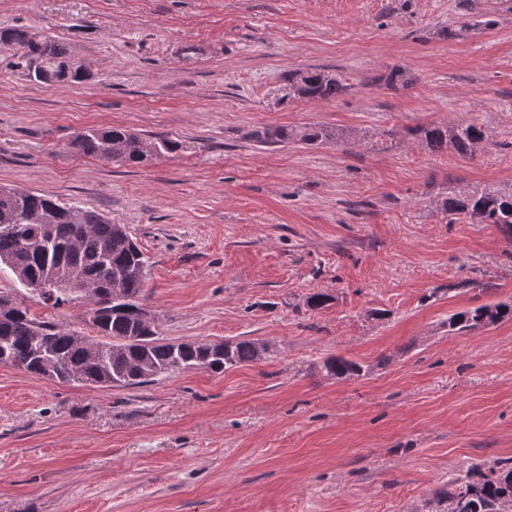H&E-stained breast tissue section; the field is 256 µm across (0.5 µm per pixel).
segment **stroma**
Listing matches in <instances>:
<instances>
[{
    "label": "stroma",
    "mask_w": 512,
    "mask_h": 512,
    "mask_svg": "<svg viewBox=\"0 0 512 512\" xmlns=\"http://www.w3.org/2000/svg\"><path fill=\"white\" fill-rule=\"evenodd\" d=\"M10 26L90 76L39 84L0 47V186L126 225L161 338L270 352L128 388L0 364V512H423L449 475L512 459V321L448 328L512 302V233L443 208L512 192V0H0ZM310 68L347 91L294 98ZM470 121L472 157L408 134ZM314 123L355 139L252 137ZM112 125L179 149L71 152ZM331 356L364 375L327 376ZM505 320H512V305L485 303L453 314L448 327L458 332H472Z\"/></svg>",
    "instance_id": "35a3bbf8"
}]
</instances>
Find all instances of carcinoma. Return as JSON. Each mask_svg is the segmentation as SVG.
<instances>
[{"label": "carcinoma", "mask_w": 512, "mask_h": 512, "mask_svg": "<svg viewBox=\"0 0 512 512\" xmlns=\"http://www.w3.org/2000/svg\"><path fill=\"white\" fill-rule=\"evenodd\" d=\"M17 50L18 64L26 76L43 84L77 83L83 72L64 44L53 36L18 26L0 30ZM293 96L312 101L333 99L347 91L344 79L320 69L299 71L288 76ZM409 133L431 150L448 148L462 156H474L486 147L488 136L482 126L469 123L418 125ZM264 144L298 139L307 145L340 141L343 135L314 124L299 131L266 127L253 132ZM69 148L101 161L112 154V162L137 165L155 156L164 158L179 148L166 137L148 142L122 126L87 128L70 142ZM445 210L465 215L480 224H502L512 229V195L494 191L451 197ZM101 213L67 204L46 192L0 186V266L21 268V285L46 308L57 309L70 302L64 290L42 294L33 284L43 280L55 267L71 273L91 289L94 301L119 278L122 300L106 308L94 324L97 337L82 336L75 330L30 312L14 299V312L0 318V357L20 361L22 368L39 375L43 354L59 366L55 379L103 388L137 387L175 372L206 370L222 373L232 367L257 362L269 350H260L255 339L222 343L217 351L207 343H174L160 338L159 323L141 320L136 309L144 300L143 288L148 257L138 243L122 233ZM505 320H512V305L485 303L453 314L448 327L472 332ZM326 374L349 379L364 374V367L342 356L327 358ZM428 512H512V460L474 465L448 478V489L428 502Z\"/></svg>", "instance_id": "obj_1"}]
</instances>
